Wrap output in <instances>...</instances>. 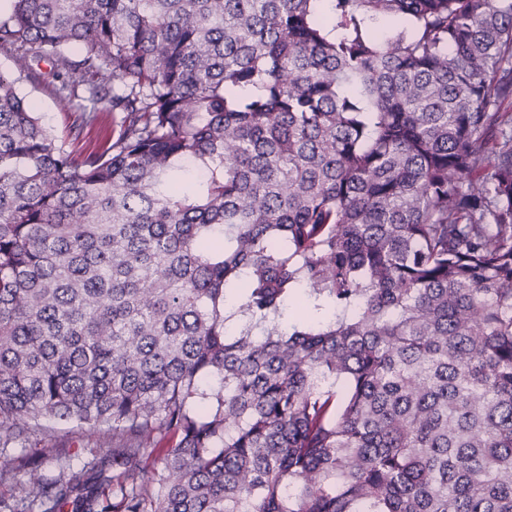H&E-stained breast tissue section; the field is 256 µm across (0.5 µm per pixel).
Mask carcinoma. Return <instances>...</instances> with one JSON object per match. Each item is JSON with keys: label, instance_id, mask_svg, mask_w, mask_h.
Returning a JSON list of instances; mask_svg holds the SVG:
<instances>
[{"label": "carcinoma", "instance_id": "carcinoma-1", "mask_svg": "<svg viewBox=\"0 0 512 512\" xmlns=\"http://www.w3.org/2000/svg\"><path fill=\"white\" fill-rule=\"evenodd\" d=\"M2 53L0 447L119 468L29 505L512 512V0H10ZM17 88L21 95L32 102L35 107L34 112H37L41 124L55 135L66 137L73 117L62 111L55 100L41 88L31 85L25 80L20 81ZM58 428V448H47L34 445L32 440L27 448H0V468L10 464V459L26 454L32 457L40 466V472L45 482H53L59 474V459L71 456L72 472L79 473L84 461L93 458L99 462L103 475L112 476V448H108L98 438L96 433L89 430L87 425L82 427L74 424L50 423Z\"/></svg>", "mask_w": 512, "mask_h": 512}]
</instances>
